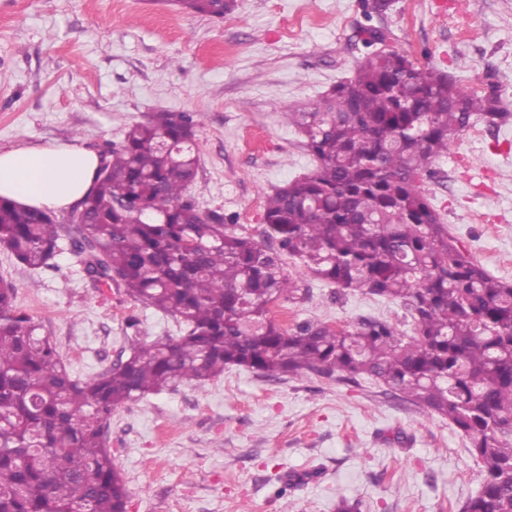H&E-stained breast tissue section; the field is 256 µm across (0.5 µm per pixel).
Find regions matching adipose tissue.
<instances>
[{
    "instance_id": "adipose-tissue-1",
    "label": "adipose tissue",
    "mask_w": 512,
    "mask_h": 512,
    "mask_svg": "<svg viewBox=\"0 0 512 512\" xmlns=\"http://www.w3.org/2000/svg\"><path fill=\"white\" fill-rule=\"evenodd\" d=\"M97 155L76 145L0 152V196L33 208L66 210L90 191Z\"/></svg>"
}]
</instances>
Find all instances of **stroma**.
Here are the masks:
<instances>
[{
  "mask_svg": "<svg viewBox=\"0 0 512 512\" xmlns=\"http://www.w3.org/2000/svg\"><path fill=\"white\" fill-rule=\"evenodd\" d=\"M364 4L237 0L218 20L162 0H0V150L98 152L149 112L200 113L191 194L260 237L265 194L315 165L280 112L311 107L353 74ZM370 21L385 49L453 73L463 88L495 74L512 110V0H396ZM435 168L422 188L449 234L512 283V121L476 123ZM283 265L313 291L289 305L288 326L380 317L412 328L400 303L337 288L288 257ZM0 274L83 380L126 357L134 336L180 333L123 289L96 286L69 247L40 270L0 249ZM107 446L127 512H335L342 495L361 500L360 512H458L481 480L447 420L334 376L272 380L234 368L202 388L184 383L115 410Z\"/></svg>",
  "mask_w": 512,
  "mask_h": 512,
  "instance_id": "stroma-1",
  "label": "stroma"
}]
</instances>
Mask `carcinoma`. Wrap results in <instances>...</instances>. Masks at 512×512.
Segmentation results:
<instances>
[{
  "label": "carcinoma",
  "instance_id": "carcinoma-1",
  "mask_svg": "<svg viewBox=\"0 0 512 512\" xmlns=\"http://www.w3.org/2000/svg\"><path fill=\"white\" fill-rule=\"evenodd\" d=\"M166 2L219 19L236 8ZM392 5H366V52L351 78L309 109L281 111L315 167L266 196L262 234L277 248L227 231L224 213L191 195L199 114L151 112L101 151L71 244L86 273L97 265L101 277L118 275L134 303L183 324L181 335L139 342L81 381L0 275V512H126L105 441L112 412L230 367L268 379L368 380L448 420L481 468L460 512H512V284L457 244L422 189L456 136L512 113L489 78L464 91L447 71L374 49L385 35L370 21ZM61 240L53 212L0 197V247L18 263L49 266ZM283 254L343 290L401 303L412 333L378 318L352 330L282 328L270 306L310 299Z\"/></svg>",
  "mask_w": 512,
  "mask_h": 512
}]
</instances>
